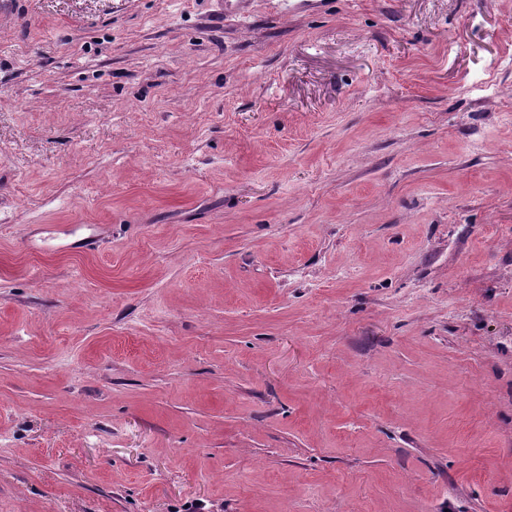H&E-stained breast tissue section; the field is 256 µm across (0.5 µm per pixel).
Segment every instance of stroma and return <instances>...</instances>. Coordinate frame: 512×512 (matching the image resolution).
Returning a JSON list of instances; mask_svg holds the SVG:
<instances>
[{
  "label": "stroma",
  "instance_id": "stroma-1",
  "mask_svg": "<svg viewBox=\"0 0 512 512\" xmlns=\"http://www.w3.org/2000/svg\"><path fill=\"white\" fill-rule=\"evenodd\" d=\"M241 3L0 0V512H512V0Z\"/></svg>",
  "mask_w": 512,
  "mask_h": 512
}]
</instances>
